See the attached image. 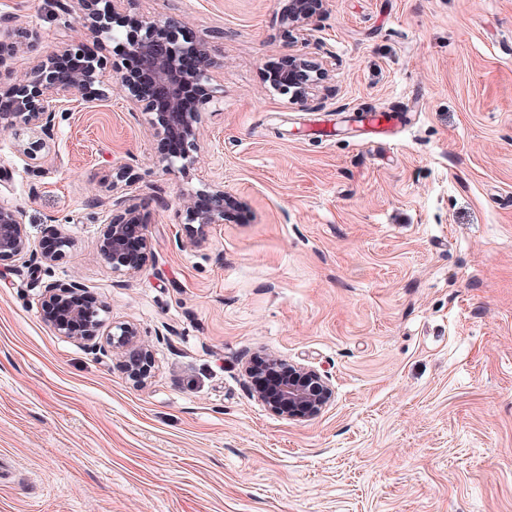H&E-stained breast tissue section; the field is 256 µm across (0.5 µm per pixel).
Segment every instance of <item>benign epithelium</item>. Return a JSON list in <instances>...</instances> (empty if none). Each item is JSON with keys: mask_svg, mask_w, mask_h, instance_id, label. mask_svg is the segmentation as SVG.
<instances>
[{"mask_svg": "<svg viewBox=\"0 0 512 512\" xmlns=\"http://www.w3.org/2000/svg\"><path fill=\"white\" fill-rule=\"evenodd\" d=\"M86 13L84 23L100 44L117 42V57L90 54L81 44H67L57 53L32 58L25 75L13 77L11 60L16 43L0 39V124L26 131L28 139L14 144L16 151L39 163L41 152L50 149L62 118L61 102L79 94L85 99L104 95L99 74L109 68L126 93L131 110L149 116L157 136L176 140L180 151L165 156V170L181 172L193 165L199 146L202 109L219 93L208 89L201 98L191 90L209 79L214 66L208 44L203 39L181 41L178 20L172 17L149 19L124 11L125 0H82ZM326 0H289L288 14L283 18L288 40L308 41L316 31L315 23ZM86 59L76 72L61 73L55 61L61 55ZM191 55L197 65L183 67V59ZM329 78L327 63L301 52H293L267 70L270 87L288 97L291 104H303ZM130 178L127 164L116 167L109 183V197L98 202L104 208L98 245L112 273L134 276L140 273L150 252L146 234L147 217L134 196L121 189ZM236 197L223 185H210L182 199L176 216L190 240L197 246L207 241V228L223 224L229 218ZM64 220L51 219L47 236L56 243L54 251L35 248L27 236L23 212L18 207L0 206V262L24 260L34 265L51 266L66 257L70 246L61 230ZM85 291L83 284L70 280H54L44 285L41 311L44 321L58 336L81 342L93 348L98 339L114 353L121 355L123 366L137 385L150 377L153 357L140 340L136 324L114 321L106 325L101 313L107 312L102 302L86 301L73 306L70 299ZM249 392L270 412L292 421H310L322 414L333 398L326 375L303 364H291L269 356L243 364Z\"/></svg>", "mask_w": 512, "mask_h": 512, "instance_id": "obj_1", "label": "benign epithelium"}]
</instances>
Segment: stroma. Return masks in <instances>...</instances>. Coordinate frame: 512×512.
Masks as SVG:
<instances>
[{
	"mask_svg": "<svg viewBox=\"0 0 512 512\" xmlns=\"http://www.w3.org/2000/svg\"><path fill=\"white\" fill-rule=\"evenodd\" d=\"M205 39L222 97L185 173L111 71L73 96L46 158L0 126V205L32 244L65 218L66 257L0 264V512H512V0H327L303 51L325 87L264 81L289 52L288 0H126ZM80 0H0L31 55L96 41ZM399 113L371 141L361 113ZM132 165L150 253L132 278L98 251L93 200ZM243 204L190 243L184 194ZM78 279L154 360L55 335L43 286ZM325 374L334 398L289 421L251 397L245 358Z\"/></svg>",
	"mask_w": 512,
	"mask_h": 512,
	"instance_id": "obj_1",
	"label": "stroma"
}]
</instances>
